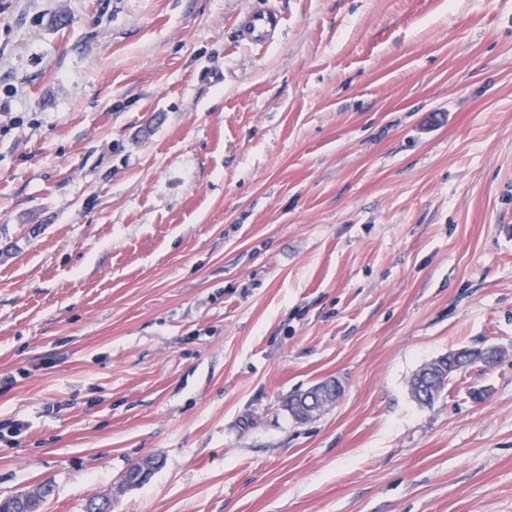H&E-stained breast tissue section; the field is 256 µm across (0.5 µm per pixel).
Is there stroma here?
Wrapping results in <instances>:
<instances>
[{"mask_svg": "<svg viewBox=\"0 0 512 512\" xmlns=\"http://www.w3.org/2000/svg\"><path fill=\"white\" fill-rule=\"evenodd\" d=\"M5 374L45 512H512V0H0ZM279 23L275 10L248 13L240 23L241 36L254 45L264 46L273 41ZM484 360V352L475 348H463L457 351L449 352L447 355L440 357V363L443 367L442 373L436 375L431 381L426 383L427 388L435 389V396L431 397L429 400H426L428 399L430 392L427 389H422L420 393L425 400H415L420 404H431L443 391L445 385L448 384V381L457 374V372H454L453 369L459 367L462 363ZM336 389L340 391V386L335 381H326L322 385L315 386L307 391L298 392L292 395L285 404L289 415L296 421L309 420L312 415L308 413L310 398L314 396L318 399L320 393H324L323 401L318 402L317 413H322L338 401L339 395Z\"/></svg>", "mask_w": 512, "mask_h": 512, "instance_id": "obj_1", "label": "stroma"}]
</instances>
